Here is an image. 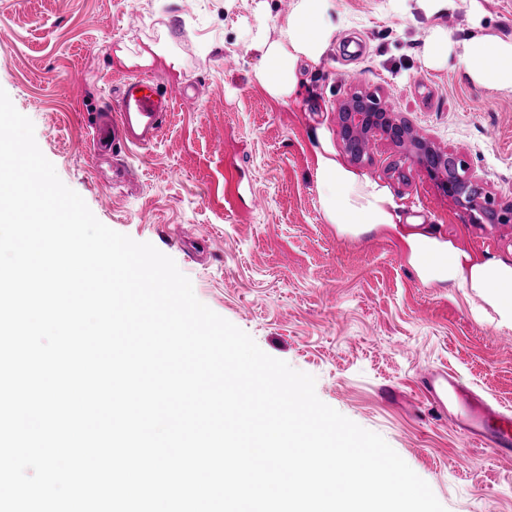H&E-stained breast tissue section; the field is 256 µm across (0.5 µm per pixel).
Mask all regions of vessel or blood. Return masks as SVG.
<instances>
[{"mask_svg": "<svg viewBox=\"0 0 512 512\" xmlns=\"http://www.w3.org/2000/svg\"><path fill=\"white\" fill-rule=\"evenodd\" d=\"M195 105L187 90L172 93L153 79L131 75L118 86L112 103L111 124L93 129V140L117 149L145 147L156 140L176 102ZM424 393L437 412L479 446L491 449L500 459L512 460V408L495 404L444 369L423 374Z\"/></svg>", "mask_w": 512, "mask_h": 512, "instance_id": "obj_1", "label": "vessel or blood"}]
</instances>
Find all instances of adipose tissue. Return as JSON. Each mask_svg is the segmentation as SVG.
<instances>
[{
  "mask_svg": "<svg viewBox=\"0 0 512 512\" xmlns=\"http://www.w3.org/2000/svg\"><path fill=\"white\" fill-rule=\"evenodd\" d=\"M336 30L335 0H293L275 33H268L260 24L249 30L248 48L258 55L254 80L275 99L295 96L299 62H319ZM453 59L469 82L512 94V36L487 31L457 42L445 27L433 23L421 51L423 64L444 67ZM315 181L323 214L341 233L396 232L405 258L424 282L464 290L478 299L479 313L491 324L512 329V263L477 257L452 240L400 228L389 192L344 167L330 150L317 155Z\"/></svg>",
  "mask_w": 512,
  "mask_h": 512,
  "instance_id": "1",
  "label": "adipose tissue"
}]
</instances>
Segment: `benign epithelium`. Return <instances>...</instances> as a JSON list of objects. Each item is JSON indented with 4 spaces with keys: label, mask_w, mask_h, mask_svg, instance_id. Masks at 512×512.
<instances>
[{
    "label": "benign epithelium",
    "mask_w": 512,
    "mask_h": 512,
    "mask_svg": "<svg viewBox=\"0 0 512 512\" xmlns=\"http://www.w3.org/2000/svg\"><path fill=\"white\" fill-rule=\"evenodd\" d=\"M338 130L345 146L363 137L379 135L405 157L436 180L442 192L476 213L475 220L486 224H511L512 204L499 206L484 190L483 179L474 174L460 156L442 151L398 119V113L372 94L355 93L337 105Z\"/></svg>",
    "instance_id": "7a95c632"
}]
</instances>
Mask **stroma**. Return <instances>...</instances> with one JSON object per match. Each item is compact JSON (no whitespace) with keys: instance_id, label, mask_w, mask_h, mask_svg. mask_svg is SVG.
<instances>
[{"instance_id":"obj_1","label":"stroma","mask_w":512,"mask_h":512,"mask_svg":"<svg viewBox=\"0 0 512 512\" xmlns=\"http://www.w3.org/2000/svg\"><path fill=\"white\" fill-rule=\"evenodd\" d=\"M258 1L0 0V88L100 222L152 243L201 302L313 375L319 399L381 435L447 512H512V461L474 445L420 391L423 373L447 367L512 405V329L478 318L462 290L422 283L395 238L341 234L314 178L328 145L390 191L403 226L512 262V224L475 223L382 138L352 164L336 133L337 103L375 93L459 153L496 202H512V94L425 68L420 10L336 0L339 29L319 63H300L299 99L275 100L253 82L244 44ZM439 22L455 39L512 35V0H461ZM171 54L179 68L166 64ZM138 74L189 87L196 106H177L148 147L96 154L93 121L117 79Z\"/></svg>"}]
</instances>
